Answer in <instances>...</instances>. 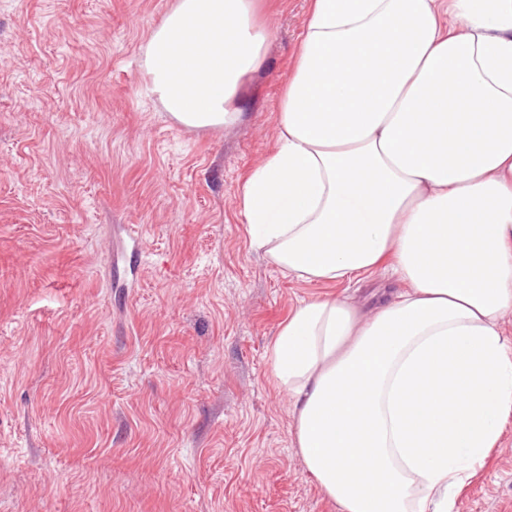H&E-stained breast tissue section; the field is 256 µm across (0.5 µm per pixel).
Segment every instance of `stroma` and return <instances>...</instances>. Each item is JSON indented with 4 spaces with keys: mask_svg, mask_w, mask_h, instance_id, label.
<instances>
[{
    "mask_svg": "<svg viewBox=\"0 0 512 512\" xmlns=\"http://www.w3.org/2000/svg\"><path fill=\"white\" fill-rule=\"evenodd\" d=\"M173 3L0 0V512H340L270 345L304 301L367 313L397 284L288 274L238 206L275 149L308 0H265L245 115L208 131L146 90L141 50ZM455 512H512V419Z\"/></svg>",
    "mask_w": 512,
    "mask_h": 512,
    "instance_id": "1",
    "label": "stroma"
}]
</instances>
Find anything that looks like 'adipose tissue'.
<instances>
[{"label":"adipose tissue","mask_w":512,"mask_h":512,"mask_svg":"<svg viewBox=\"0 0 512 512\" xmlns=\"http://www.w3.org/2000/svg\"><path fill=\"white\" fill-rule=\"evenodd\" d=\"M271 37L258 0H175L148 89L185 127L235 125ZM275 140L240 187L252 247L401 285L274 336L305 468L341 512H454L512 416V0H310Z\"/></svg>","instance_id":"ef3b65f1"}]
</instances>
